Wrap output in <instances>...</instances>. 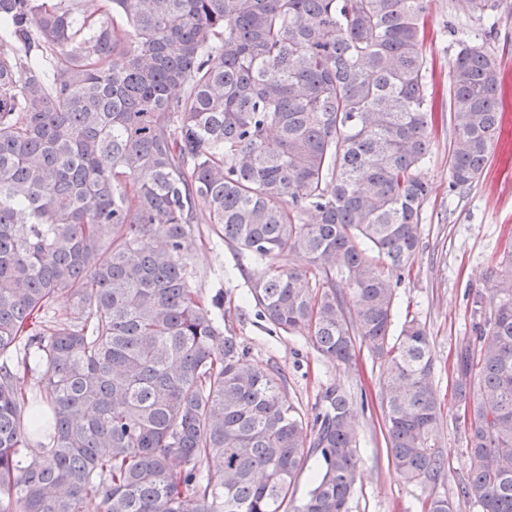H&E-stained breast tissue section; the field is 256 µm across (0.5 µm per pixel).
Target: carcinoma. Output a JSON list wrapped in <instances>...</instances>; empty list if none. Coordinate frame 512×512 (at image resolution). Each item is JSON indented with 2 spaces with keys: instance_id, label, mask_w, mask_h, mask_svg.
<instances>
[{
  "instance_id": "1",
  "label": "carcinoma",
  "mask_w": 512,
  "mask_h": 512,
  "mask_svg": "<svg viewBox=\"0 0 512 512\" xmlns=\"http://www.w3.org/2000/svg\"><path fill=\"white\" fill-rule=\"evenodd\" d=\"M428 6L0 0V512H349L365 403L332 385L308 415L249 362L189 287L202 223L258 264L243 274L275 329L341 364L367 341L392 465L444 474L427 330L393 331L430 192ZM455 8L488 21L494 5ZM449 101L451 187L467 189L503 110L485 45L459 44ZM486 288L456 354L459 494L512 512V250Z\"/></svg>"
}]
</instances>
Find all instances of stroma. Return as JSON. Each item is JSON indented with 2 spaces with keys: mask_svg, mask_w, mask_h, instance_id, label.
<instances>
[{
  "mask_svg": "<svg viewBox=\"0 0 512 512\" xmlns=\"http://www.w3.org/2000/svg\"><path fill=\"white\" fill-rule=\"evenodd\" d=\"M495 28L458 12L452 0H430L424 51L436 103L449 98V77L458 43L485 44L499 59L512 90V0H497ZM453 129L448 113L436 115L432 153L422 169L431 193L422 209L421 239L410 271L396 287L395 324L411 316L425 324L435 369L433 387L443 421L435 439L448 470L433 483H408L388 460L379 368L367 344L356 343L352 364L341 365L315 351L309 336L274 330L262 321L237 271L238 256L201 225L190 258L189 285L204 300L221 299L224 323L247 349L252 364L277 367L290 402L310 411L321 390L339 385L366 394L369 408L358 417V470L350 512H423L430 495L453 499L455 512H479L457 490L466 475L465 434L454 394L456 353L474 339L472 305L485 293L496 260L512 246V127L502 126L496 154L479 182L450 187L448 167Z\"/></svg>",
  "mask_w": 512,
  "mask_h": 512,
  "instance_id": "35a3bbf8",
  "label": "stroma"
}]
</instances>
